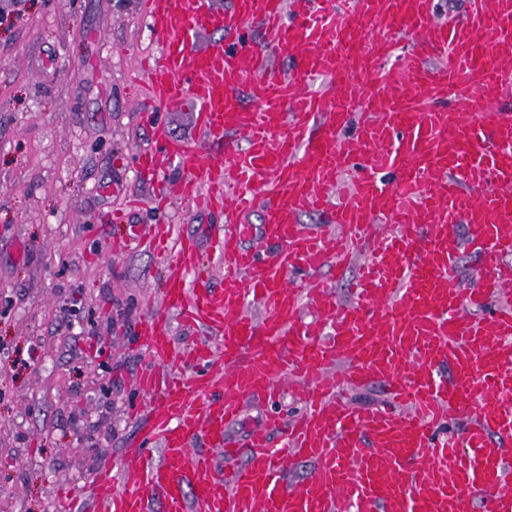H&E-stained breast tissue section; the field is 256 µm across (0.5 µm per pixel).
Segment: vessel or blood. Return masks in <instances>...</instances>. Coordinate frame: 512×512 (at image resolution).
Instances as JSON below:
<instances>
[{
  "instance_id": "vessel-or-blood-1",
  "label": "vessel or blood",
  "mask_w": 512,
  "mask_h": 512,
  "mask_svg": "<svg viewBox=\"0 0 512 512\" xmlns=\"http://www.w3.org/2000/svg\"><path fill=\"white\" fill-rule=\"evenodd\" d=\"M465 2L436 22L431 0H140L159 42L143 109L191 108L199 144L153 122L158 148L136 166L157 208L223 209L209 249L224 278L214 287L197 241L180 239L138 325L137 387L159 406L124 451V477L101 464L105 512H512V72L497 61L512 0ZM250 22L265 41L249 39ZM284 53L287 70L274 64ZM237 132L243 144L225 143ZM219 142L225 161L204 160ZM175 162L184 175L160 180ZM257 206L256 228L244 218ZM464 247L480 266L467 289ZM353 265L344 302L318 273ZM177 323L209 336L176 346ZM372 381L382 404L346 398ZM286 390L297 414L266 416L247 448L229 440L248 397ZM303 461L311 474L288 486Z\"/></svg>"
}]
</instances>
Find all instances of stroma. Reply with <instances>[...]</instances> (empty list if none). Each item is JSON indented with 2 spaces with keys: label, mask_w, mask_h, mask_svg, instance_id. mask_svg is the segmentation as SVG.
Here are the masks:
<instances>
[{
  "label": "stroma",
  "mask_w": 512,
  "mask_h": 512,
  "mask_svg": "<svg viewBox=\"0 0 512 512\" xmlns=\"http://www.w3.org/2000/svg\"><path fill=\"white\" fill-rule=\"evenodd\" d=\"M158 44L139 0H0V512H82L103 458L139 435L136 327L160 295L168 256L113 238L163 222L174 236L223 223L221 210L174 203L157 214L134 158L152 145L132 82ZM128 197L143 206L111 220ZM291 396L249 399L227 430L245 446Z\"/></svg>",
  "instance_id": "35a3bbf8"
}]
</instances>
